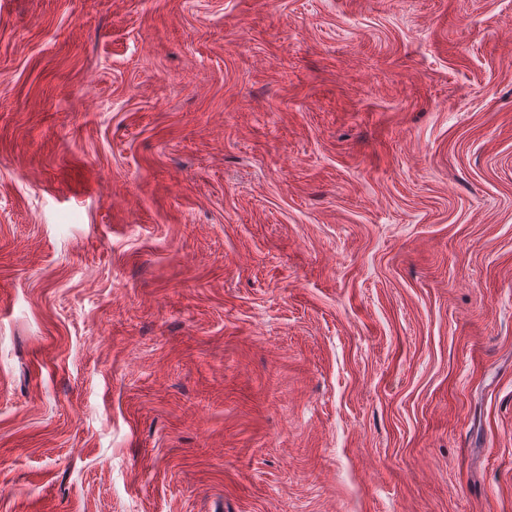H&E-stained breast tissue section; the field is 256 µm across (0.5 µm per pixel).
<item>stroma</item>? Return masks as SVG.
<instances>
[{"instance_id":"obj_1","label":"stroma","mask_w":512,"mask_h":512,"mask_svg":"<svg viewBox=\"0 0 512 512\" xmlns=\"http://www.w3.org/2000/svg\"><path fill=\"white\" fill-rule=\"evenodd\" d=\"M0 512H512V0H0Z\"/></svg>"}]
</instances>
